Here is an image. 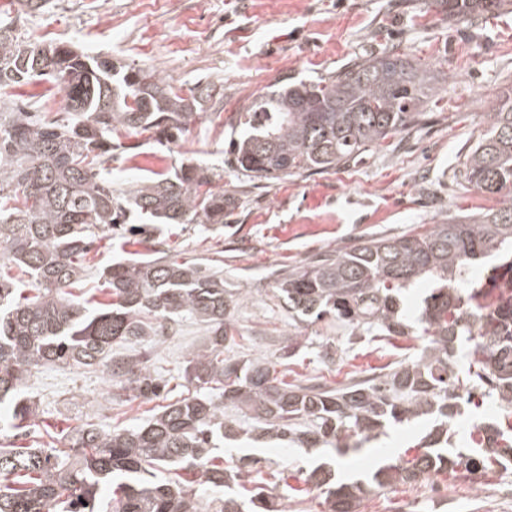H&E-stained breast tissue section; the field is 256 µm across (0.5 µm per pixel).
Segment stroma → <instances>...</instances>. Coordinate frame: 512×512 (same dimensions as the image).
<instances>
[{
    "instance_id": "35a3bbf8",
    "label": "stroma",
    "mask_w": 512,
    "mask_h": 512,
    "mask_svg": "<svg viewBox=\"0 0 512 512\" xmlns=\"http://www.w3.org/2000/svg\"><path fill=\"white\" fill-rule=\"evenodd\" d=\"M0 22L26 38L153 69L176 88L211 86V99L179 145L115 131L113 140L122 149L111 162L112 182L124 189L183 163L217 169L216 189L235 201L223 226L142 224L134 218L99 230L81 286L85 296L108 301L100 272L136 258L146 240L179 262L213 261L228 287L250 291L234 312L237 331L224 347L225 358L274 361L285 382L338 387L351 374L415 354L424 340L353 342L328 319L301 327L305 348L282 358L288 314L271 270L288 272L366 238L403 236L460 210L477 212L512 200V190L490 195L456 177L464 153L487 126L489 102L512 87L511 13L452 23L434 0H46L32 13L23 0H0ZM392 50L438 77L418 124L360 161L323 173L259 179L226 164V149L243 133L241 116L268 86L285 78H325L353 59ZM327 338L336 346L332 364L321 357ZM207 341L206 327L192 319L154 338L148 357L168 395L150 401L111 402L108 378L99 370L40 368L27 383L36 402L34 425L19 437L1 430L0 445L58 446L88 421L106 431L144 423L165 401L187 397L185 361ZM428 428L425 421L394 426L397 446L372 453L305 452L244 437L225 444L220 454L228 466L244 455L256 458L242 484L264 487L287 512H323L320 492L305 488L312 469L332 464L337 481L368 480L379 467L411 458ZM297 487L304 490L298 497ZM358 512H512V462L492 466L474 481L448 471L382 490L367 496Z\"/></svg>"
}]
</instances>
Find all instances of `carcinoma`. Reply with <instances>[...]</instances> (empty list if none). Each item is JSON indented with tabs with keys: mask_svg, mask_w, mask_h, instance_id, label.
Masks as SVG:
<instances>
[{
	"mask_svg": "<svg viewBox=\"0 0 512 512\" xmlns=\"http://www.w3.org/2000/svg\"><path fill=\"white\" fill-rule=\"evenodd\" d=\"M439 5L448 21H471L509 10L512 0ZM37 79L64 89L70 119L47 122L33 107L0 98V269L20 268L36 291L20 299L0 279L6 426L21 429L34 415L23 387L49 363L102 369L114 402L160 396L150 368L112 346H137L187 317L204 324L209 337L189 353L185 381L220 394L171 402L130 429L106 432L87 422L67 434L65 448L0 447V512H201L192 481L159 475L169 468L200 474L217 493L215 512H285L262 490L248 501L225 493L256 463L248 456L235 470L216 463L220 443L240 436L239 427L224 423L226 404L252 420L255 441L332 447L341 455L379 440L390 426L433 421L412 459L383 466L369 483L338 485L332 470H313L308 482L324 495L326 512H358L375 491L445 469L467 476L488 462L512 460V426L477 413L473 453L448 452V432L464 406L489 401L512 413V297L491 306L483 289L458 287L476 270L487 273L491 254L512 258V203L450 215L411 235L365 239L277 278L278 297L297 325L335 316L354 337L420 332L426 340L417 354L341 388L284 383L268 361L239 366L224 359V342L234 339L233 311L249 292L225 286L220 269L156 251L104 270L107 304L89 307L67 291L84 274L92 230L123 224L128 212L153 224L224 223L234 200L212 188L217 173L206 166L183 164L127 189L112 187L104 167L118 128L151 133L160 144L180 142L211 98L209 88L184 96L151 69L32 42L0 25V95ZM436 81L431 69L396 53L355 59L318 81L282 79L246 110V129L227 162L264 179L340 168L419 121ZM461 173L493 195L512 185V89L490 102L487 128L463 156ZM421 284L430 292L409 315L404 294Z\"/></svg>",
	"mask_w": 512,
	"mask_h": 512,
	"instance_id": "1",
	"label": "carcinoma"
}]
</instances>
